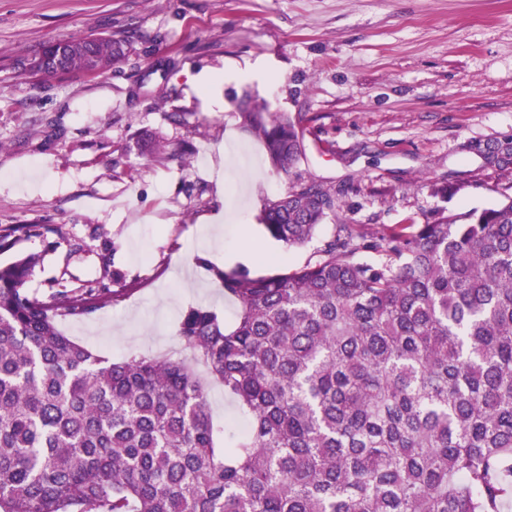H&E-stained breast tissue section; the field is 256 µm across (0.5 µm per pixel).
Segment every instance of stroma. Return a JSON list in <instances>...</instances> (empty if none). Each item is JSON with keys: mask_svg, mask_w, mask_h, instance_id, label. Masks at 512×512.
Wrapping results in <instances>:
<instances>
[{"mask_svg": "<svg viewBox=\"0 0 512 512\" xmlns=\"http://www.w3.org/2000/svg\"><path fill=\"white\" fill-rule=\"evenodd\" d=\"M132 33L106 74L42 81L15 60L73 36ZM299 119L305 154L274 172L238 123L244 95ZM164 138L150 161L139 141ZM512 0H0V224H62L37 239L29 288L79 286L104 266L127 288L58 327L93 352L185 357L183 312L232 320L215 272L315 260L260 222L268 199L312 177L336 194L321 227L378 233L462 217L512 196Z\"/></svg>", "mask_w": 512, "mask_h": 512, "instance_id": "obj_1", "label": "stroma"}]
</instances>
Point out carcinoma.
Listing matches in <instances>:
<instances>
[{"label": "carcinoma", "instance_id": "obj_1", "mask_svg": "<svg viewBox=\"0 0 512 512\" xmlns=\"http://www.w3.org/2000/svg\"><path fill=\"white\" fill-rule=\"evenodd\" d=\"M132 36L50 41L24 74H105ZM240 126L287 175L305 154L286 113L244 99ZM336 197L298 179L260 220L285 249L315 237ZM67 239L61 224H1ZM377 256L361 259L360 253ZM318 259L254 277L217 270L232 325L190 306L177 336L237 400L247 427L217 444L199 374L167 358L112 360L58 329L110 285L27 284L0 263V512H504L512 503V197L460 223L349 224Z\"/></svg>", "mask_w": 512, "mask_h": 512}]
</instances>
